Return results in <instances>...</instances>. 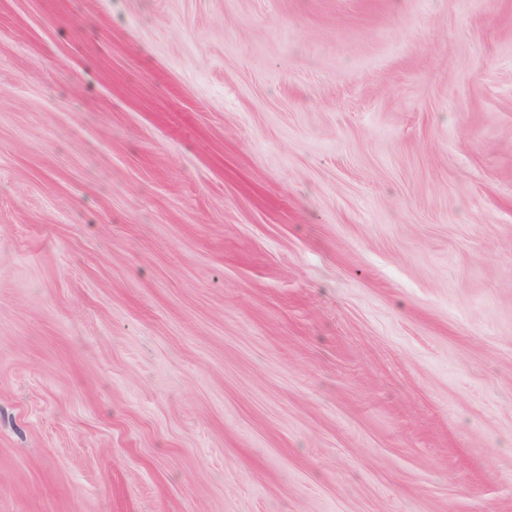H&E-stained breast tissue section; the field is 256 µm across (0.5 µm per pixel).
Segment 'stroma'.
<instances>
[{"label": "stroma", "instance_id": "35a3bbf8", "mask_svg": "<svg viewBox=\"0 0 512 512\" xmlns=\"http://www.w3.org/2000/svg\"><path fill=\"white\" fill-rule=\"evenodd\" d=\"M0 512H512V0H0Z\"/></svg>", "mask_w": 512, "mask_h": 512}]
</instances>
